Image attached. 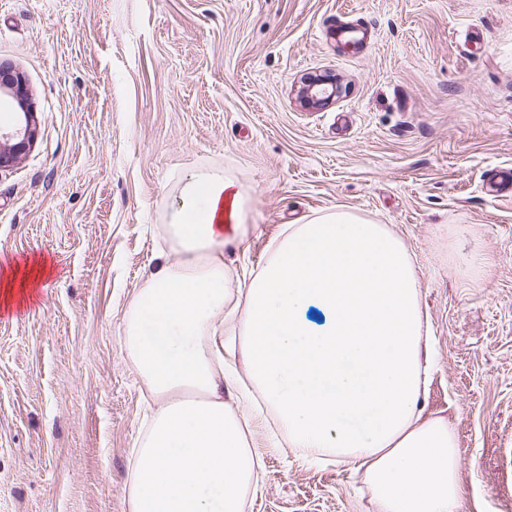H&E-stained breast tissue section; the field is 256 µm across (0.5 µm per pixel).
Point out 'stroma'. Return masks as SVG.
<instances>
[{
    "label": "stroma",
    "instance_id": "1",
    "mask_svg": "<svg viewBox=\"0 0 512 512\" xmlns=\"http://www.w3.org/2000/svg\"><path fill=\"white\" fill-rule=\"evenodd\" d=\"M1 63L39 133L0 171V265L51 271L0 309V512H128L154 400L123 316L206 170L249 195L233 283L304 217L402 239L433 338L419 408L456 434L460 512H512V193L484 190L512 168V0H0ZM310 75L342 94L309 108ZM249 414L263 475L244 512H372L352 460L308 462Z\"/></svg>",
    "mask_w": 512,
    "mask_h": 512
}]
</instances>
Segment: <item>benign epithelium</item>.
<instances>
[{
    "label": "benign epithelium",
    "mask_w": 512,
    "mask_h": 512,
    "mask_svg": "<svg viewBox=\"0 0 512 512\" xmlns=\"http://www.w3.org/2000/svg\"><path fill=\"white\" fill-rule=\"evenodd\" d=\"M342 86L336 79L327 76H311L304 79L300 90L303 102L312 107L331 103L340 95ZM9 96L0 100V105L17 106L12 129L0 133V169L14 166L33 147L38 135L37 115L30 104L29 90L24 77L10 66L0 67V93Z\"/></svg>",
    "instance_id": "obj_1"
}]
</instances>
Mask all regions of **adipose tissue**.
<instances>
[{
	"label": "adipose tissue",
	"mask_w": 512,
	"mask_h": 512,
	"mask_svg": "<svg viewBox=\"0 0 512 512\" xmlns=\"http://www.w3.org/2000/svg\"><path fill=\"white\" fill-rule=\"evenodd\" d=\"M249 196L219 171L190 176L158 262L125 310L123 345L155 408L134 450L129 512H244L260 465L242 413L224 402V337L304 459L348 458L373 512H457L458 448L417 402L429 349L413 259L385 225L336 210L286 225L245 292L224 245L247 232ZM47 273L0 270V306ZM330 316L311 326L309 307Z\"/></svg>",
	"instance_id": "ef3b65f1"
}]
</instances>
